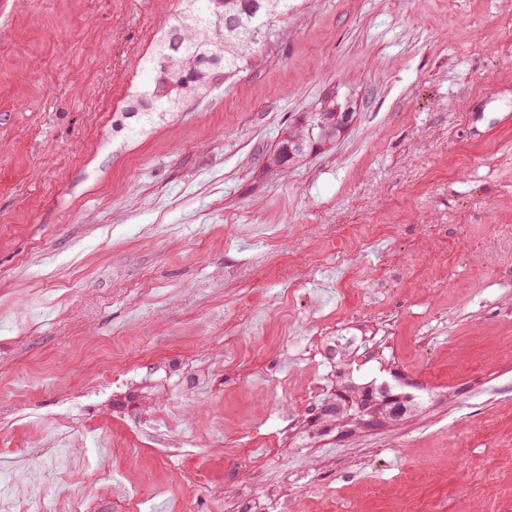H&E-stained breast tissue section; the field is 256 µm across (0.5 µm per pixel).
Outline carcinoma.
Masks as SVG:
<instances>
[{
	"label": "carcinoma",
	"mask_w": 512,
	"mask_h": 512,
	"mask_svg": "<svg viewBox=\"0 0 512 512\" xmlns=\"http://www.w3.org/2000/svg\"><path fill=\"white\" fill-rule=\"evenodd\" d=\"M167 36L153 52V79L144 87L132 113L154 123L176 110L188 96L208 89L219 78L243 69L247 57L276 33L288 13L289 0H181ZM191 67L202 72L190 91L168 87Z\"/></svg>",
	"instance_id": "obj_1"
}]
</instances>
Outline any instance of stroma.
<instances>
[{"label":"stroma","instance_id":"35a3bbf8","mask_svg":"<svg viewBox=\"0 0 512 512\" xmlns=\"http://www.w3.org/2000/svg\"><path fill=\"white\" fill-rule=\"evenodd\" d=\"M178 9L0 0V512L67 487L220 512L283 480L296 512H512V0H294L256 64L127 137ZM331 104L336 140L272 164ZM377 372L423 401H343L287 469L243 463L309 386Z\"/></svg>","mask_w":512,"mask_h":512}]
</instances>
